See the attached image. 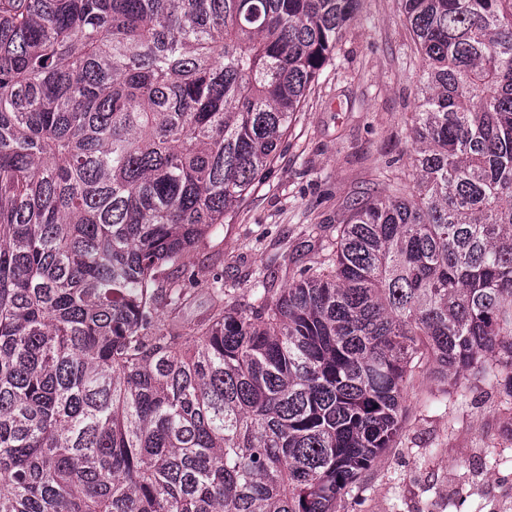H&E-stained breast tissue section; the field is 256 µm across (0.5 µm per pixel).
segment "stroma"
<instances>
[{"instance_id":"35a3bbf8","label":"stroma","mask_w":512,"mask_h":512,"mask_svg":"<svg viewBox=\"0 0 512 512\" xmlns=\"http://www.w3.org/2000/svg\"><path fill=\"white\" fill-rule=\"evenodd\" d=\"M421 74L402 0H360L274 166L185 254L187 268L202 281L223 272L241 289L264 269L285 287L293 268L323 261L354 205L388 194L386 173L412 189L408 123ZM406 405L396 444L339 512H512V398L495 378L471 375L445 389L424 366Z\"/></svg>"}]
</instances>
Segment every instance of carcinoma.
Masks as SVG:
<instances>
[{
    "mask_svg": "<svg viewBox=\"0 0 512 512\" xmlns=\"http://www.w3.org/2000/svg\"><path fill=\"white\" fill-rule=\"evenodd\" d=\"M359 2L0 0V512H337L423 363L512 398V0H403L413 192L179 317Z\"/></svg>",
    "mask_w": 512,
    "mask_h": 512,
    "instance_id": "cac0c4a2",
    "label": "carcinoma"
}]
</instances>
